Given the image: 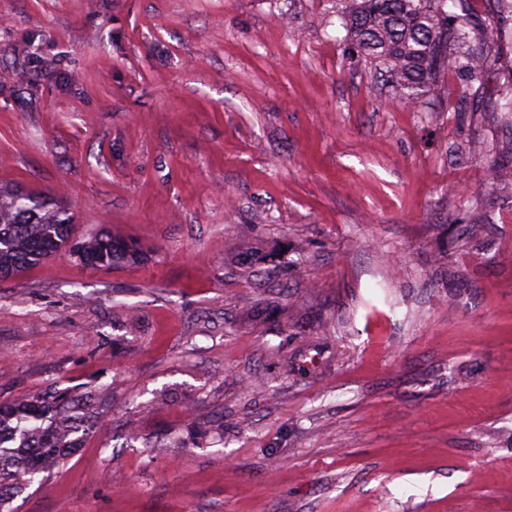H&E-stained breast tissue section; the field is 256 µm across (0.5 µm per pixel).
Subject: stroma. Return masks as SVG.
<instances>
[{
	"mask_svg": "<svg viewBox=\"0 0 512 512\" xmlns=\"http://www.w3.org/2000/svg\"><path fill=\"white\" fill-rule=\"evenodd\" d=\"M343 36L330 0H0V184L143 252L0 279V402L109 391L19 512H512V186L474 157L512 131L469 109L512 47L404 107Z\"/></svg>",
	"mask_w": 512,
	"mask_h": 512,
	"instance_id": "35a3bbf8",
	"label": "stroma"
}]
</instances>
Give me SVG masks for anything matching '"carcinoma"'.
Instances as JSON below:
<instances>
[{
  "mask_svg": "<svg viewBox=\"0 0 512 512\" xmlns=\"http://www.w3.org/2000/svg\"><path fill=\"white\" fill-rule=\"evenodd\" d=\"M344 42L387 77L405 104L434 95L441 74L458 64L470 81L492 65L489 44L512 15L473 17L469 0H332ZM74 224L53 200L0 185V276L17 275L70 248L85 265L110 269L136 260L138 250L100 231L69 247ZM104 402L89 383L55 384L18 402L0 403V512L41 474L51 475L94 432Z\"/></svg>",
  "mask_w": 512,
  "mask_h": 512,
  "instance_id": "cac0c4a2",
  "label": "carcinoma"
}]
</instances>
